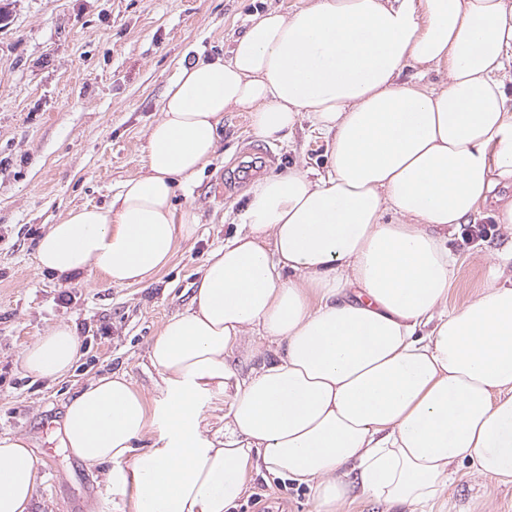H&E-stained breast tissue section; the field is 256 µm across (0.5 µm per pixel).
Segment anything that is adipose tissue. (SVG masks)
<instances>
[{"mask_svg": "<svg viewBox=\"0 0 512 512\" xmlns=\"http://www.w3.org/2000/svg\"><path fill=\"white\" fill-rule=\"evenodd\" d=\"M412 66L441 83L402 81ZM510 70L507 0H310L256 15L228 59L180 67L142 171L50 225L40 272L154 281L196 232L173 198L211 163L227 112L261 140L310 122L327 164L252 184L240 228L150 343L160 400L99 377L65 403L62 446L128 462L131 512H226L259 470L312 489L314 512H347L355 489L418 512L458 463L512 483V283L448 304L449 235L489 200L512 233V197L493 194L512 184ZM264 344L285 353L241 371L235 357ZM81 356L60 321L20 366L55 381ZM156 427L159 447L136 450ZM37 477L27 440L0 438V512H30Z\"/></svg>", "mask_w": 512, "mask_h": 512, "instance_id": "obj_1", "label": "adipose tissue"}]
</instances>
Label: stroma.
Returning <instances> with one entry per match:
<instances>
[{"mask_svg": "<svg viewBox=\"0 0 512 512\" xmlns=\"http://www.w3.org/2000/svg\"><path fill=\"white\" fill-rule=\"evenodd\" d=\"M308 2L0 0V436H25L38 459L31 512H130L107 482L127 463L88 466L62 448L55 427L64 404L112 373L155 397L150 340L189 306L207 256L234 233L251 184L296 162L323 168L326 144L307 125L286 144L258 141L247 113H225L212 163L175 196L178 208L197 216L198 232L147 285L41 273L40 238L73 206L106 205L140 171L147 128L179 66L228 55L255 14ZM475 221L486 225V236L469 237L462 227L448 241L459 257L452 305L512 276L511 260L490 257L512 238L492 224L488 208ZM63 320L77 326L83 359L58 381L25 375L21 350ZM228 512H314V501L307 487L260 472ZM425 512H512V484L489 482L463 465Z\"/></svg>", "mask_w": 512, "mask_h": 512, "instance_id": "1", "label": "stroma"}]
</instances>
